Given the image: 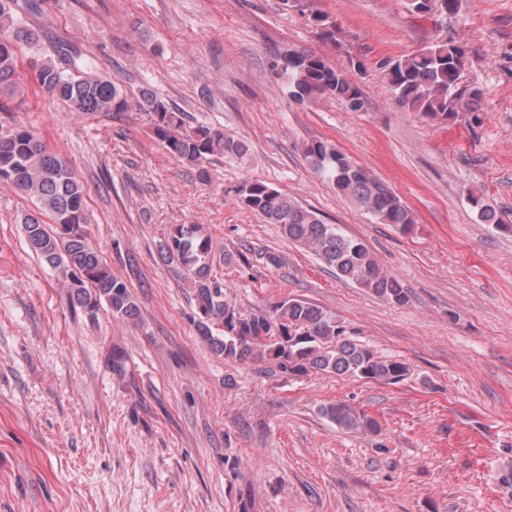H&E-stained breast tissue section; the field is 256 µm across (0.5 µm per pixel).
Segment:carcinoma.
<instances>
[{
    "label": "carcinoma",
    "instance_id": "cac0c4a2",
    "mask_svg": "<svg viewBox=\"0 0 512 512\" xmlns=\"http://www.w3.org/2000/svg\"><path fill=\"white\" fill-rule=\"evenodd\" d=\"M312 0H297V9L308 21L335 38L336 24ZM413 12L453 14L459 0H408ZM37 0H0V96L11 97L23 84L18 51L23 43L39 40L36 30L24 26L23 16L37 9ZM465 52L457 44L441 41L418 52L385 63L386 77L397 104L408 112H420L436 121L455 118L470 110L459 89ZM276 76L287 80L288 98L304 103L321 98L361 107V95L350 71L338 68L314 53L284 47L273 59ZM33 80L40 92L65 102L72 112H121L127 101L105 76L91 70L82 54L71 46L54 45V57L35 64ZM140 109L152 115L153 133L177 161L198 169L208 179L202 160L218 153L243 155L244 142L219 129L198 125L184 128L181 113L145 91ZM310 170L330 183L342 197L379 224L402 230L414 224V216L401 198L379 177L354 162L329 140L304 145ZM0 183L12 186L33 205L23 221L30 249L65 280L71 299L94 319L106 307L113 316L133 319L137 302L128 285L112 276L111 269L90 246L86 231L85 190L41 137L29 126L0 124ZM239 204L258 213L269 224L279 225L288 242L313 253L343 281L394 305L409 302L408 289L386 271L359 238L344 234L335 224H325L318 214L294 198L260 181H248L238 191ZM468 202L484 224L506 227L483 195L471 191ZM163 249L194 281L199 336L219 356L239 362L268 361L281 372L306 375L312 371L396 384L409 375L406 363L384 359L372 349L346 336L336 320L304 299L289 298L272 309L242 311L226 300L224 281L211 275L212 243L193 224L173 226ZM322 414L338 428L375 434L378 422L345 403L322 408Z\"/></svg>",
    "mask_w": 512,
    "mask_h": 512
}]
</instances>
